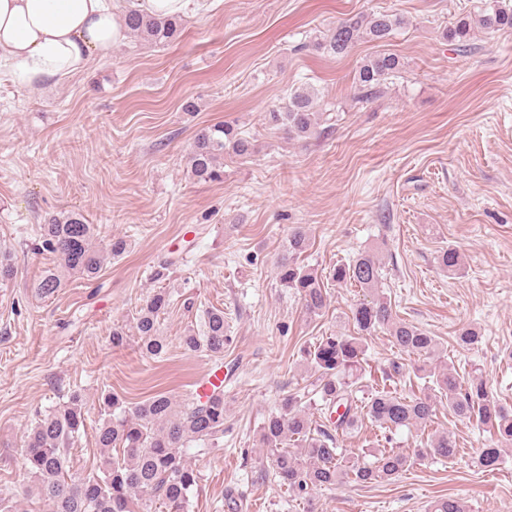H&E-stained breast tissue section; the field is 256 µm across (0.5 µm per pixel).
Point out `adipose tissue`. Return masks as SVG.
<instances>
[{"mask_svg":"<svg viewBox=\"0 0 512 512\" xmlns=\"http://www.w3.org/2000/svg\"><path fill=\"white\" fill-rule=\"evenodd\" d=\"M114 0H0V68L59 79L125 39Z\"/></svg>","mask_w":512,"mask_h":512,"instance_id":"adipose-tissue-1","label":"adipose tissue"}]
</instances>
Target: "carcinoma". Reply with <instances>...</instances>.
<instances>
[{
  "mask_svg": "<svg viewBox=\"0 0 512 512\" xmlns=\"http://www.w3.org/2000/svg\"><path fill=\"white\" fill-rule=\"evenodd\" d=\"M404 24L402 17L386 12L353 16L329 29L317 47L337 56L361 40L380 46ZM124 26L129 35L155 45H168L182 34L181 17L150 15L136 5L124 12ZM476 27L487 32L512 29V10L493 6L474 20L462 18L446 31L445 38L465 47ZM402 67L397 55L383 50L367 57L359 67L355 99L363 103L375 98L384 82ZM317 98L314 90L297 88L284 106L266 113V120L292 139H309L317 133L321 118ZM253 152L249 137L231 124L218 123L196 135L187 166L194 180L215 181L223 175L220 160L224 155L246 158ZM40 232L43 250L58 256L68 272L87 280L98 275L104 255L95 246L97 228L82 214L70 211L50 216ZM308 246L307 230L296 227L288 238L286 254L277 262V271L281 287L298 293L307 313L318 316L327 307L328 294L318 275L298 262ZM438 261L452 274L461 269V256L454 249L443 251ZM332 280L338 284L353 282L369 290L370 299L359 302L352 311L358 335L331 333L303 350L306 362L318 373L314 388L285 396L262 423L260 441L274 475L288 493L308 502L316 491L343 480L357 484L391 481L426 452L446 459L456 455L455 440L445 431L428 439L424 450L373 449L367 453L368 461L338 447L337 434L354 431L359 421L356 392L362 375L364 339L381 329L387 331L399 352L425 362L416 372L434 379L439 397L400 396L383 388L364 405L371 423L389 433L425 426L435 415L437 400L444 399L455 416L494 429L499 447L482 449L473 465L484 472L498 469L512 451V409L490 396L483 374L474 372L464 385L454 366L428 365L440 357L439 342L422 328L393 318L390 302L379 292L381 266L375 254L361 253L349 264L336 265ZM60 287L61 278L54 272L42 275L35 283L45 296ZM169 303V294L160 288L137 311L135 327L142 339L141 349L151 358L161 357L167 349L157 336V317ZM226 330L224 311L211 310L203 330L183 337V345L220 359L230 343ZM102 404L108 419L97 429L98 459L94 470L86 475L70 473V450L85 421L81 393L73 391L67 402L35 420L25 435L23 451L24 471L33 479L29 491L48 501L50 512H157L159 507L165 512H189L201 476L188 457V449L204 454L223 450L224 396L206 401L187 398L178 403L167 394L157 393L127 406L109 393L102 396ZM319 404L337 413L334 430L312 419L311 408ZM433 512H468V506L459 498L448 497L438 500Z\"/></svg>",
  "mask_w": 512,
  "mask_h": 512,
  "instance_id": "1",
  "label": "carcinoma"
}]
</instances>
